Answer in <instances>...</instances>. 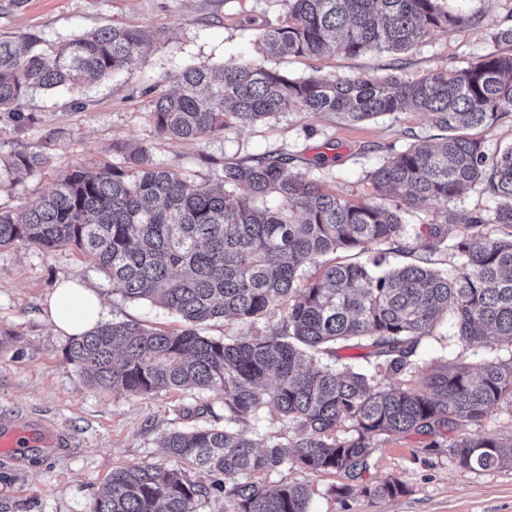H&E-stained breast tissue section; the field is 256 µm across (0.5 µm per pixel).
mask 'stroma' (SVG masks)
<instances>
[{
  "mask_svg": "<svg viewBox=\"0 0 512 512\" xmlns=\"http://www.w3.org/2000/svg\"><path fill=\"white\" fill-rule=\"evenodd\" d=\"M444 6L469 17V24L453 33L432 31L404 54L266 58L257 35L281 19L282 0H23L18 8L12 0H0V37L60 44L120 24L149 30L155 38L148 56L129 72L73 92L30 96L24 109L33 113V124L17 127L0 119V210L22 214L72 166H124L128 146L144 147L155 163L212 187L225 161L255 163L280 154L290 169L326 191L356 202L373 200L374 169L413 143L440 136L429 115L396 112L345 125L328 117L307 118L294 108L250 126H227L194 142L158 136L148 104L172 89L175 71L186 65L261 60L296 77L340 79L391 73L409 79L462 68L492 48V33L512 17V0H496L491 7L485 0H444ZM36 147L46 152V164L12 184L6 162L14 153ZM445 213L428 206L402 209L397 242L375 243L363 252L340 251L335 258L363 263L382 255L395 267L419 264L454 272V253L432 246L431 231ZM62 280L94 291L103 301L104 322L132 320L165 331L184 327L180 316L158 305L114 294L92 260L73 247L50 253L31 244L0 247V414L48 419L68 439L64 448H33L18 459L0 457V512H92L113 469L138 463L175 467L161 446L167 434L224 424V395L218 390L137 395L88 382L69 357L72 336L54 329L49 320L48 301ZM419 352L418 372L423 375L446 364L506 359L512 357V346L465 350L452 317L446 316L423 338ZM488 435L512 443V409L465 425L450 438ZM431 442L430 436L416 433L374 437L369 467L356 480L339 471L307 473L290 466L267 480L310 485V512H512V467L464 469L447 447L435 448ZM390 481L403 483V493L368 495V488ZM342 486L350 492L341 497L336 490Z\"/></svg>",
  "mask_w": 512,
  "mask_h": 512,
  "instance_id": "stroma-1",
  "label": "stroma"
}]
</instances>
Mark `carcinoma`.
<instances>
[{"instance_id": "1", "label": "carcinoma", "mask_w": 512, "mask_h": 512, "mask_svg": "<svg viewBox=\"0 0 512 512\" xmlns=\"http://www.w3.org/2000/svg\"><path fill=\"white\" fill-rule=\"evenodd\" d=\"M275 26L258 34L270 57L402 53L437 29L470 19L440 0H283ZM496 48L464 68L413 79L397 75L294 78L261 62L174 73L176 89L152 99L149 119L168 139L201 141L229 124L250 125L291 108L356 124L392 112H423L448 132L418 141L371 172L375 200L354 203L293 173L277 156L256 164L226 162L221 190L164 168L138 148L128 165L70 169L21 218L0 211V247L33 244L45 251L72 246L90 257L126 300H149L179 315L186 327L164 332L133 321L102 323L75 339L70 356L89 381L114 392L159 394L187 387L224 394V426L175 431L167 453L199 469L192 481L151 463L112 471L92 512H197L224 497V512H308L306 484L277 485L283 466L341 471L358 479L368 468L370 439L418 433L443 437L512 406V357L477 371L439 368L421 386L383 387L388 373L416 372L418 348L442 315L452 314L463 347L512 346V147L488 156L465 133L490 130L512 114V25L498 27ZM152 38L137 27L79 34L65 45H19L0 39V112L16 124L33 120L23 102L38 90L88 87L128 71L148 54ZM42 150L16 153L9 169L33 175ZM482 184L494 206L449 212L434 228L458 259L452 274L406 265L376 270L334 264L300 284L299 263L337 251H364L400 236L401 206L448 203ZM399 204L392 205V202ZM279 312L273 325L257 327ZM232 320L242 337L211 339L196 326ZM365 350L367 364L304 366L339 350ZM296 430L295 438L262 443L239 429L265 409ZM349 425L352 434L336 436ZM471 470L512 466V445L493 436L448 445Z\"/></svg>"}]
</instances>
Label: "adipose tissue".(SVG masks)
I'll list each match as a JSON object with an SVG mask.
<instances>
[{"label": "adipose tissue", "mask_w": 512, "mask_h": 512, "mask_svg": "<svg viewBox=\"0 0 512 512\" xmlns=\"http://www.w3.org/2000/svg\"><path fill=\"white\" fill-rule=\"evenodd\" d=\"M50 319L57 329L71 336H80L102 321L99 297L81 285L65 281L59 284L48 306Z\"/></svg>", "instance_id": "1"}]
</instances>
